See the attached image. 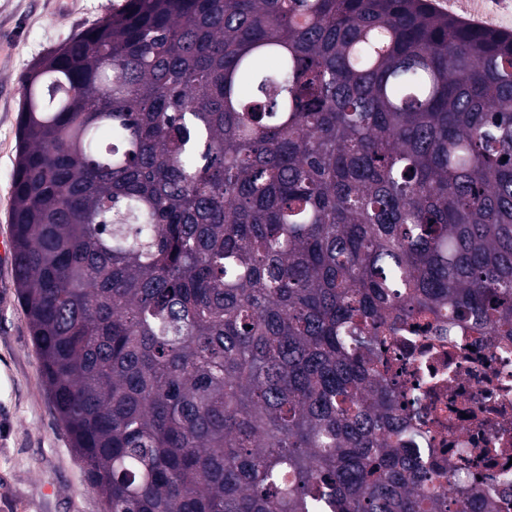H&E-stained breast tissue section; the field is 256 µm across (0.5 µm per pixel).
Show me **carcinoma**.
<instances>
[{"instance_id":"1","label":"carcinoma","mask_w":512,"mask_h":512,"mask_svg":"<svg viewBox=\"0 0 512 512\" xmlns=\"http://www.w3.org/2000/svg\"><path fill=\"white\" fill-rule=\"evenodd\" d=\"M11 223L106 512H448L385 337L512 336V36L428 0H127L26 73Z\"/></svg>"}]
</instances>
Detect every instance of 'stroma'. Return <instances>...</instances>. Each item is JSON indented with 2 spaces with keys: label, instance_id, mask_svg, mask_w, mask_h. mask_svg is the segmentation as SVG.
<instances>
[{
  "label": "stroma",
  "instance_id": "1",
  "mask_svg": "<svg viewBox=\"0 0 512 512\" xmlns=\"http://www.w3.org/2000/svg\"><path fill=\"white\" fill-rule=\"evenodd\" d=\"M125 2L0 0V237L12 235L23 75ZM0 512H105L52 409L9 261L0 262Z\"/></svg>",
  "mask_w": 512,
  "mask_h": 512
}]
</instances>
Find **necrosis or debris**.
<instances>
[{"label": "necrosis or debris", "instance_id": "obj_1", "mask_svg": "<svg viewBox=\"0 0 512 512\" xmlns=\"http://www.w3.org/2000/svg\"><path fill=\"white\" fill-rule=\"evenodd\" d=\"M387 349L400 404L424 433L405 450L450 475L448 512L468 488L512 512V336L455 326L443 338L389 337Z\"/></svg>", "mask_w": 512, "mask_h": 512}]
</instances>
